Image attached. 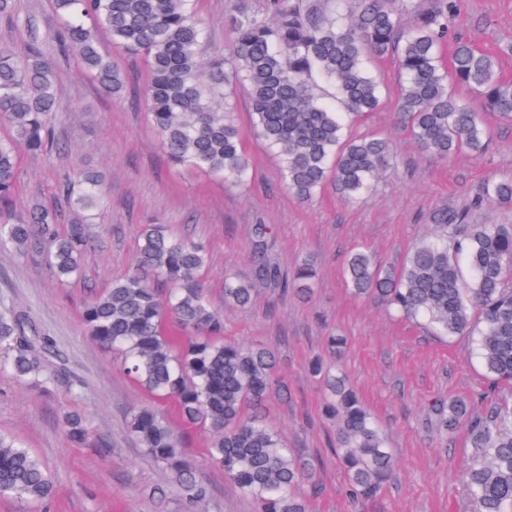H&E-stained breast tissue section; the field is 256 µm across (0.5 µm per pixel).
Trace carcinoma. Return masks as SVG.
Segmentation results:
<instances>
[{
  "label": "carcinoma",
  "mask_w": 512,
  "mask_h": 512,
  "mask_svg": "<svg viewBox=\"0 0 512 512\" xmlns=\"http://www.w3.org/2000/svg\"><path fill=\"white\" fill-rule=\"evenodd\" d=\"M197 0H54L61 21L57 40L76 54L107 95L120 93L123 72L99 46L105 30L112 51L142 58L145 106L168 161L185 171H205L243 182L248 176L245 140L261 139L280 161L289 190L308 202L331 182L346 199L368 189L392 159L387 138L356 137L349 120L378 109L382 86L371 63L397 56L403 75L400 122L421 149L446 159L488 144L483 112L512 120V81L495 58L452 34L458 0H267V16L238 0L226 18L233 42L227 51L202 57L207 31ZM30 42L24 60L0 47V207L17 186L20 152L56 145L48 124L55 110V77L41 56L36 29L23 26ZM453 40L448 63L442 48ZM455 83L479 93L481 104L457 97ZM243 85L251 122L241 128L224 86ZM479 198L512 205V177L488 182ZM59 205L42 204L0 220V246L20 256L43 254L54 275L69 280L83 252L95 241L94 225L73 223L58 232L65 212L99 209L101 176L79 168L58 183ZM463 208L443 205L427 217L431 232L398 268L380 267L365 251L346 262L344 275L357 295L372 294L390 309L421 318L437 336L472 338L493 389L500 393L480 410L468 398L437 409L445 434L466 428L472 459L462 475L475 512H512V224H470ZM270 227L258 224L253 277L275 288L307 295L315 277L305 262L292 276L268 256ZM207 254L189 237L148 228L138 242L132 269L85 301L82 319L90 336L121 356L129 377L158 401L175 404L183 425L211 433L207 455L258 512H310L320 494L309 464L290 448L263 415L278 379L274 356L224 339V316L199 280ZM250 281H224V302L247 308ZM54 340L37 330L30 315L0 305V371L17 383L46 388L82 382L64 364ZM314 372L326 393L325 412L336 426V456L356 503L374 501L394 471L390 449L376 421L336 365L318 362ZM70 440L90 444L85 417L63 414ZM127 433L170 475L185 503L194 507L207 489L186 461L181 436L158 412L131 414ZM55 484L42 461L22 442L0 436V496L44 503Z\"/></svg>",
  "instance_id": "cac0c4a2"
}]
</instances>
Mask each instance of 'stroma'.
Segmentation results:
<instances>
[{
  "instance_id": "1",
  "label": "stroma",
  "mask_w": 512,
  "mask_h": 512,
  "mask_svg": "<svg viewBox=\"0 0 512 512\" xmlns=\"http://www.w3.org/2000/svg\"><path fill=\"white\" fill-rule=\"evenodd\" d=\"M236 2L198 0L209 35L204 55L224 50L230 41L225 19ZM17 4L19 18L35 20L44 58L56 73L51 125L60 147L23 155L8 209L19 215L36 202L54 207L56 187L76 162L100 171L106 185L98 240L86 252L80 275L68 283L59 284L42 257L21 258L0 248V302L26 310L84 383L78 395L64 386L43 392L0 374V435L23 439L46 464L55 482L46 512H186L162 467L124 432L131 410L149 407L170 416L172 403L140 389L119 360L90 339L81 317L91 290L109 287L131 268L149 224L207 246L202 279L212 304L224 313L225 339L276 355L288 395L270 398L266 411L323 485L311 512H351L346 477L333 451L336 430L322 413L324 393L312 372L332 335L344 338L337 364L384 427L397 461L382 499L360 512H472L460 483L471 457L465 433L443 442L432 411L448 398L475 397L488 386L468 338L444 341L371 296L355 295L344 283L342 265L350 252L364 250L381 267L399 266L429 231L428 214L444 204L469 208L474 224H512V206L474 203L484 183L512 176V123L487 113L492 142L484 152L463 149L445 161L424 153L395 122L399 65L384 60L375 72L387 94L351 131L390 138L392 163L354 201H343L329 185L304 203L282 186L277 159L254 138L245 143V183L171 168L146 121L143 60L115 55L126 86L119 96H105L74 54L60 52L53 0ZM454 26L474 46L495 54L499 72L512 80V55L498 52L499 45L512 42V0H459ZM260 223L270 225L269 254L285 272L314 263L313 292L301 297L260 282L249 308H227L224 278L252 277L254 227ZM67 410L85 416L94 443L108 442L109 453L94 443L79 447L70 441L60 421ZM208 445V432L196 429L184 449L208 490L197 512H256L210 464Z\"/></svg>"
}]
</instances>
